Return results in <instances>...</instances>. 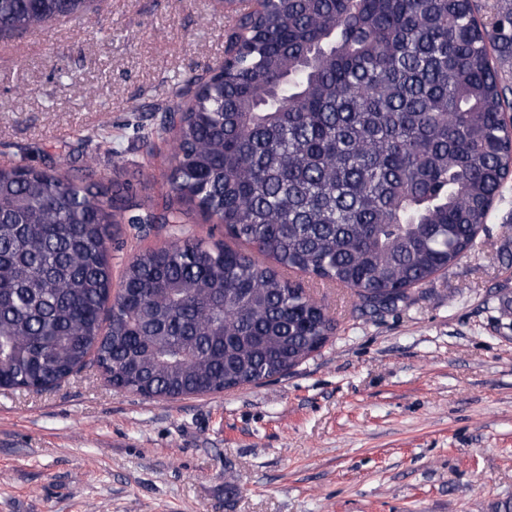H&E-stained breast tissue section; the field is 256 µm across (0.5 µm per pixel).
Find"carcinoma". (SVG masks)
<instances>
[{"mask_svg":"<svg viewBox=\"0 0 512 512\" xmlns=\"http://www.w3.org/2000/svg\"><path fill=\"white\" fill-rule=\"evenodd\" d=\"M95 0H0V37ZM475 0H268L241 15L224 62L186 81L143 141L172 135L162 203L50 167L0 168V388L42 391L95 363L148 398L283 376L336 325L300 271L380 313L477 245L512 166L504 119L512 9ZM188 210L251 247L191 235ZM164 245L127 262L119 224ZM120 228L118 240L112 244V291L114 292L129 257L140 250L159 247L164 241V235L151 234L147 237H136V230L131 227V224H120Z\"/></svg>","mask_w":512,"mask_h":512,"instance_id":"carcinoma-1","label":"carcinoma"}]
</instances>
